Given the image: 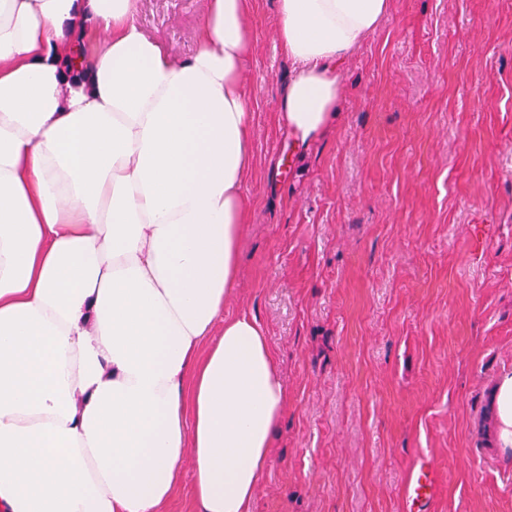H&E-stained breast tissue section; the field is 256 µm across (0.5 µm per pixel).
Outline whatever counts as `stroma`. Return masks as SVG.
<instances>
[{
  "label": "stroma",
  "instance_id": "stroma-1",
  "mask_svg": "<svg viewBox=\"0 0 512 512\" xmlns=\"http://www.w3.org/2000/svg\"><path fill=\"white\" fill-rule=\"evenodd\" d=\"M204 0H139L173 57ZM252 0L254 166L237 285L288 406L253 512H512V447L482 459L487 386L512 375V0H391L342 66L340 116L302 152L277 119L292 62ZM436 487V474L429 462H421L413 471L405 490L406 511L428 512Z\"/></svg>",
  "mask_w": 512,
  "mask_h": 512
}]
</instances>
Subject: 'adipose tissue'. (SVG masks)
<instances>
[{"label":"adipose tissue","mask_w":512,"mask_h":512,"mask_svg":"<svg viewBox=\"0 0 512 512\" xmlns=\"http://www.w3.org/2000/svg\"><path fill=\"white\" fill-rule=\"evenodd\" d=\"M250 0L174 59L138 0H0V512H252L285 413L255 318L225 316L253 164ZM299 148L391 0H275ZM191 488L192 472L188 468L184 470L182 483L168 506L170 512H193Z\"/></svg>","instance_id":"ef3b65f1"}]
</instances>
